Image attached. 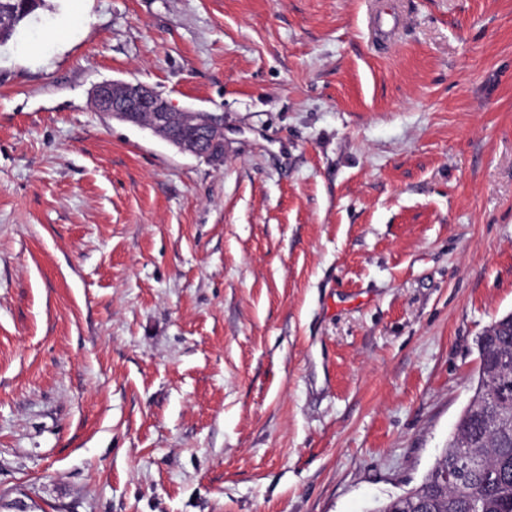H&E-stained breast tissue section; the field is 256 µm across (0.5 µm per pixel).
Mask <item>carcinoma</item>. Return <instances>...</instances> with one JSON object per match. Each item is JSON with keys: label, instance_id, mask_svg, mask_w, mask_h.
<instances>
[{"label": "carcinoma", "instance_id": "cac0c4a2", "mask_svg": "<svg viewBox=\"0 0 512 512\" xmlns=\"http://www.w3.org/2000/svg\"><path fill=\"white\" fill-rule=\"evenodd\" d=\"M25 19L18 0H0V23L6 37ZM504 336L477 339L480 367L472 399L462 411L455 432L423 481L390 496L372 512H512V419L501 418L485 404L495 383L493 365L512 358V321Z\"/></svg>", "mask_w": 512, "mask_h": 512}]
</instances>
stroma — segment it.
Returning <instances> with one entry per match:
<instances>
[{"label":"stroma","mask_w":512,"mask_h":512,"mask_svg":"<svg viewBox=\"0 0 512 512\" xmlns=\"http://www.w3.org/2000/svg\"><path fill=\"white\" fill-rule=\"evenodd\" d=\"M509 313L512 0H45L0 43V512H368ZM98 112L112 120L144 128L180 153L208 158L224 147V118L193 109L177 110L153 88L127 80L98 83L91 92Z\"/></svg>","instance_id":"1"}]
</instances>
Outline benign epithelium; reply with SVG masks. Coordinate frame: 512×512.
I'll use <instances>...</instances> for the list:
<instances>
[{"instance_id": "1", "label": "benign epithelium", "mask_w": 512, "mask_h": 512, "mask_svg": "<svg viewBox=\"0 0 512 512\" xmlns=\"http://www.w3.org/2000/svg\"><path fill=\"white\" fill-rule=\"evenodd\" d=\"M91 98L97 111L108 117L147 129L180 153L209 157L224 144V117L193 109H176L153 88L127 80L97 84Z\"/></svg>"}]
</instances>
